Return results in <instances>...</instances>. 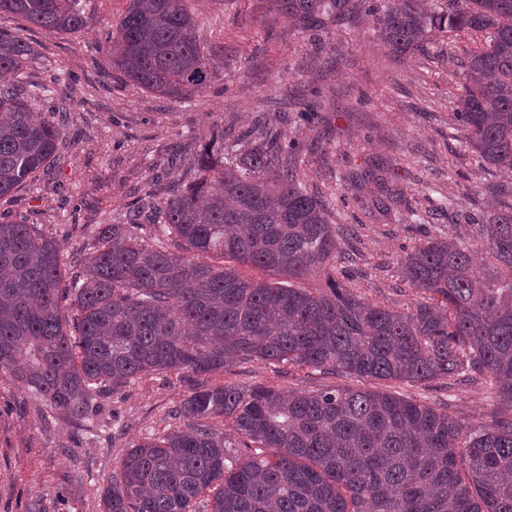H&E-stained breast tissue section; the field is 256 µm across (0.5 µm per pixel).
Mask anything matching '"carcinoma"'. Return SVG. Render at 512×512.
<instances>
[{
  "mask_svg": "<svg viewBox=\"0 0 512 512\" xmlns=\"http://www.w3.org/2000/svg\"><path fill=\"white\" fill-rule=\"evenodd\" d=\"M273 7L309 31L369 16L395 58L432 36H480L454 118L485 164L512 169V0ZM2 13L49 34L94 28L82 0H0ZM197 25L187 0H128L105 49L141 89L187 99L214 74ZM32 55L0 29V199L34 181L65 137L64 105L33 111L45 89L22 76ZM244 137L258 145L238 153L213 130L190 184L100 225L77 260L82 278L68 277L57 240L0 221V375L85 430L110 394L155 372L182 374L189 395L167 432L127 450L101 512H512V208L477 225L479 266L442 236L404 252V280L430 300L386 308L336 277L339 233L302 185L293 145L261 119ZM253 361L362 380L480 381L497 407L490 424L469 428L383 390L285 395L201 381Z\"/></svg>",
  "mask_w": 512,
  "mask_h": 512,
  "instance_id": "carcinoma-1",
  "label": "carcinoma"
}]
</instances>
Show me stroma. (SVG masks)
Listing matches in <instances>:
<instances>
[{
  "mask_svg": "<svg viewBox=\"0 0 512 512\" xmlns=\"http://www.w3.org/2000/svg\"><path fill=\"white\" fill-rule=\"evenodd\" d=\"M127 4L86 0L96 24L85 34H49L0 17L1 28L18 31L37 51L29 82L49 83L60 69L72 76L59 92L70 109L65 147L34 185L0 200V218L56 238L65 261L86 255L98 226L123 223L146 192L184 181L187 161L212 129L233 137L259 117L296 141L299 178L329 203L331 223L355 230L341 238V251L350 286L369 302L413 307L422 295L402 277V247L429 233L470 242L475 223L512 207V170L484 164L454 119L470 37L441 38L397 59L368 17L323 33L283 18L271 0H188L216 74L203 92L180 101L127 82L102 51ZM306 103L320 116L317 126L296 118ZM394 188L403 189L402 203L383 207ZM209 382L290 393L349 380L254 362ZM390 389L443 406L469 426L489 424L495 406L478 383ZM188 393L178 373L145 376L113 395L87 432L21 382L0 377V512H100L101 490L125 451L147 432L163 431L168 409Z\"/></svg>",
  "mask_w": 512,
  "mask_h": 512,
  "instance_id": "1",
  "label": "stroma"
}]
</instances>
